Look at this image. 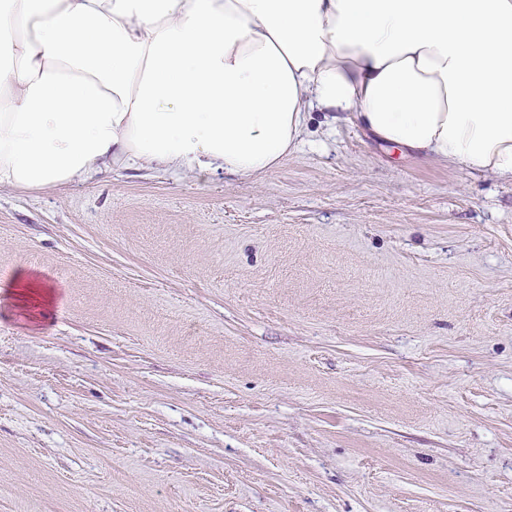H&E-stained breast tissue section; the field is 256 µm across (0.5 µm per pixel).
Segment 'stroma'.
I'll return each mask as SVG.
<instances>
[{
  "label": "stroma",
  "instance_id": "1",
  "mask_svg": "<svg viewBox=\"0 0 512 512\" xmlns=\"http://www.w3.org/2000/svg\"><path fill=\"white\" fill-rule=\"evenodd\" d=\"M0 512H512V180L315 111L0 190Z\"/></svg>",
  "mask_w": 512,
  "mask_h": 512
}]
</instances>
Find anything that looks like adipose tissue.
<instances>
[{
	"label": "adipose tissue",
	"mask_w": 512,
	"mask_h": 512,
	"mask_svg": "<svg viewBox=\"0 0 512 512\" xmlns=\"http://www.w3.org/2000/svg\"><path fill=\"white\" fill-rule=\"evenodd\" d=\"M314 107L512 178V0H0V190L253 178Z\"/></svg>",
	"instance_id": "ef3b65f1"
}]
</instances>
